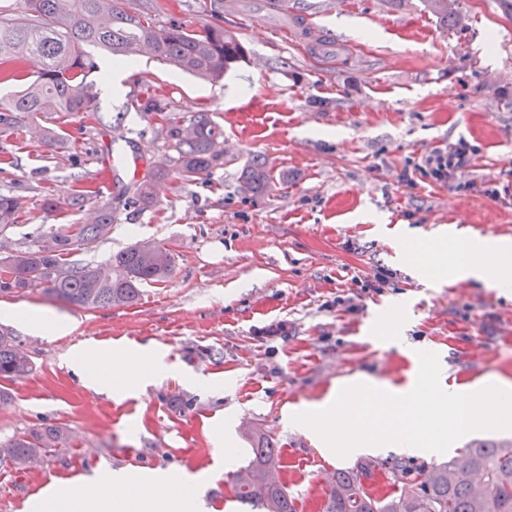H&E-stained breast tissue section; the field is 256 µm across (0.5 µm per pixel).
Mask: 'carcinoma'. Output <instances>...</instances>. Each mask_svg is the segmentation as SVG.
Segmentation results:
<instances>
[{"label": "carcinoma", "instance_id": "cac0c4a2", "mask_svg": "<svg viewBox=\"0 0 512 512\" xmlns=\"http://www.w3.org/2000/svg\"><path fill=\"white\" fill-rule=\"evenodd\" d=\"M424 10L443 26L458 13L448 0H421ZM155 0L132 6L130 0H21L18 8L0 10V84L23 88L0 97V141L13 137L24 119L72 112H96L97 92L89 77L102 73L89 48L109 53L117 62L133 61L138 47H150L159 62L185 73L211 79L244 62L247 50L234 32L207 21L195 30L181 21H161ZM35 57L41 69L33 76L22 65ZM164 125L166 165L181 182L191 184L224 166V130L208 112L186 120L160 100L148 101ZM47 146L63 139V126L40 128ZM163 168L124 189L130 203H153L152 182ZM241 188L251 197L274 185L266 161L256 157L242 169ZM22 203L0 194V239L18 225ZM115 210L106 203L91 224H62L46 240L0 258V296L44 287L58 300L79 309L130 306L141 300V287L166 281L173 272V253L162 245L137 242L105 264L76 263L71 255L109 238ZM32 370L29 355L9 333H0V382H15ZM249 462L231 477L236 499L260 512H297L294 497L282 482L279 449L264 436L251 437ZM68 437L58 428L44 427L0 443V464L23 472L38 451L63 447ZM380 471L394 492L374 495L368 482ZM322 512H512V439L476 440L456 458L437 464L400 459H364L332 474Z\"/></svg>", "mask_w": 512, "mask_h": 512}]
</instances>
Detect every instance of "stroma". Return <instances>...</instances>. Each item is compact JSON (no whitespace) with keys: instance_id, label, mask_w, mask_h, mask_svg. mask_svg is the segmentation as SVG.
<instances>
[{"instance_id":"35a3bbf8","label":"stroma","mask_w":512,"mask_h":512,"mask_svg":"<svg viewBox=\"0 0 512 512\" xmlns=\"http://www.w3.org/2000/svg\"><path fill=\"white\" fill-rule=\"evenodd\" d=\"M306 2L339 46L334 59L278 38L284 19L264 12L262 0H236L224 26L248 55L223 78L144 56L120 93L98 84V113H125L112 134L143 163L162 162L166 143L157 114L129 108L142 95L185 116L211 113L224 130V166L192 184L165 174L152 206L120 207L110 237L77 252L101 264L138 240L169 249L171 277L144 286L137 304L82 310L39 287L8 297L76 327L34 336L0 315V331L33 362L0 407V441L46 426L69 438L25 472L0 466V512H29L33 500L107 469L144 481L186 474L201 512H250L229 476L249 459L251 431L279 448L298 512H320L321 470L396 455L367 448L342 458L290 424L340 380L363 373L405 385L427 350L447 386L490 373L512 381V290L473 281L456 292L427 288L401 254L406 238L436 242L452 224L512 240V10L502 0H458L460 20L446 28L419 0ZM64 128L68 140L57 146L26 127L0 144V191L23 207L10 249H26L51 226L86 223L92 207L116 202L134 182L101 169L104 134L93 116L71 115ZM461 138L476 153L460 189L419 174L422 157ZM257 156L288 181L248 198L238 178ZM486 177L497 180L499 201L466 190ZM86 187L89 207L45 209L47 193L63 199ZM380 269L392 273L391 285L358 298V279ZM340 294L357 298V309L337 305ZM279 324L284 335L267 336ZM89 344L103 362L117 345L146 348L158 374L142 382L129 371L126 398L114 399L69 364ZM228 448L237 451L231 463Z\"/></svg>"}]
</instances>
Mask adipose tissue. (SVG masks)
Instances as JSON below:
<instances>
[{"label": "adipose tissue", "mask_w": 512, "mask_h": 512, "mask_svg": "<svg viewBox=\"0 0 512 512\" xmlns=\"http://www.w3.org/2000/svg\"><path fill=\"white\" fill-rule=\"evenodd\" d=\"M420 274L440 282L474 280L489 288H512V240H489L463 232L451 245H432L420 251L415 260ZM179 475H167L156 481L155 493L140 506V512H189L190 494L181 492ZM132 487L131 479L121 473L85 481L79 488L64 487L50 503L52 512H129L124 499H105L104 486Z\"/></svg>", "instance_id": "adipose-tissue-1"}]
</instances>
